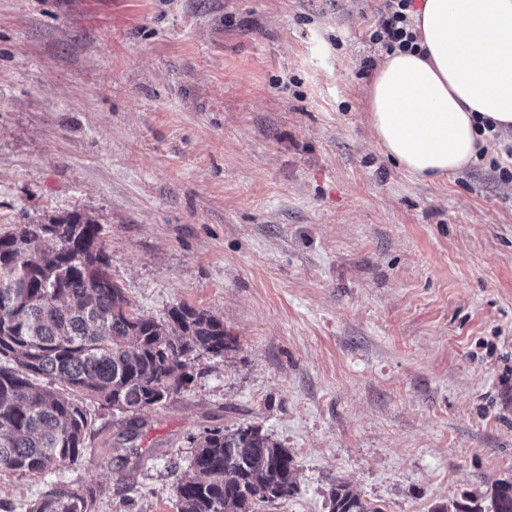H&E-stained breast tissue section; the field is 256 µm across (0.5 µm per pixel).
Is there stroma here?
I'll return each mask as SVG.
<instances>
[{"mask_svg": "<svg viewBox=\"0 0 512 512\" xmlns=\"http://www.w3.org/2000/svg\"><path fill=\"white\" fill-rule=\"evenodd\" d=\"M380 0H0V234L77 212L157 318L224 322L223 356L136 414L89 404L77 465L0 475V512L101 485L177 512L193 440L253 426L297 487L255 512L489 507L512 483V182L428 181L369 120ZM331 512H382V510L350 489L345 483H336L331 490Z\"/></svg>", "mask_w": 512, "mask_h": 512, "instance_id": "stroma-1", "label": "stroma"}]
</instances>
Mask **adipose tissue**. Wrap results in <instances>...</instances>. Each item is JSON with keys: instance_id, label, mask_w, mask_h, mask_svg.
<instances>
[{"instance_id": "adipose-tissue-1", "label": "adipose tissue", "mask_w": 512, "mask_h": 512, "mask_svg": "<svg viewBox=\"0 0 512 512\" xmlns=\"http://www.w3.org/2000/svg\"><path fill=\"white\" fill-rule=\"evenodd\" d=\"M414 21L426 53L385 57L371 126L387 156L435 179L477 162L476 119L512 133V0H423Z\"/></svg>"}]
</instances>
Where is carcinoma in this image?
Segmentation results:
<instances>
[{
  "instance_id": "1",
  "label": "carcinoma",
  "mask_w": 512,
  "mask_h": 512,
  "mask_svg": "<svg viewBox=\"0 0 512 512\" xmlns=\"http://www.w3.org/2000/svg\"><path fill=\"white\" fill-rule=\"evenodd\" d=\"M99 225L74 213L0 235V474L66 469L85 455L84 403L121 413L169 400L193 378L190 357L229 348L224 321L178 305L156 319L135 311L112 278ZM61 387H55V382ZM296 489L288 449L251 427L197 441L177 482L178 512H252ZM103 489L52 485L29 512H97ZM331 512H382L345 483ZM492 512H512V483Z\"/></svg>"
}]
</instances>
